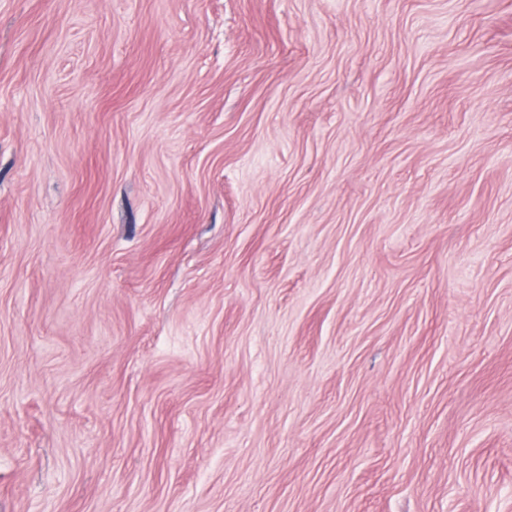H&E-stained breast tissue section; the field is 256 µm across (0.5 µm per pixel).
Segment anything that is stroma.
I'll return each instance as SVG.
<instances>
[{
	"mask_svg": "<svg viewBox=\"0 0 512 512\" xmlns=\"http://www.w3.org/2000/svg\"><path fill=\"white\" fill-rule=\"evenodd\" d=\"M0 512H512V0H0Z\"/></svg>",
	"mask_w": 512,
	"mask_h": 512,
	"instance_id": "35a3bbf8",
	"label": "stroma"
}]
</instances>
